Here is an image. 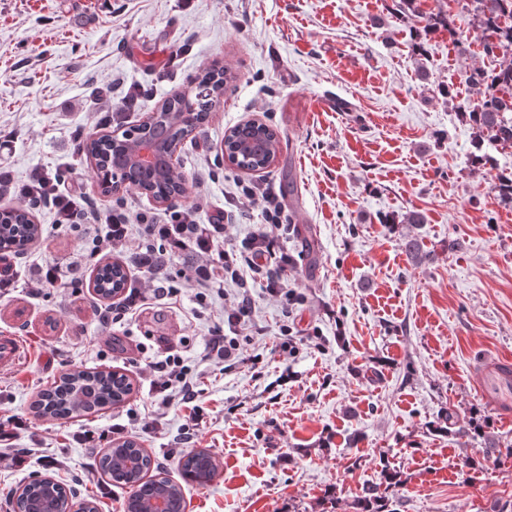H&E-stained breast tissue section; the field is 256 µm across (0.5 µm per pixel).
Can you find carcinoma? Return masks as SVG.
Listing matches in <instances>:
<instances>
[{"instance_id":"1","label":"carcinoma","mask_w":512,"mask_h":512,"mask_svg":"<svg viewBox=\"0 0 512 512\" xmlns=\"http://www.w3.org/2000/svg\"><path fill=\"white\" fill-rule=\"evenodd\" d=\"M465 9L481 30L483 52L499 59L492 69L474 66L469 80L480 94V100L461 111L472 125L474 151L468 163L477 169H494L493 158L483 151L484 142L512 147V0H467ZM396 10L421 19L427 32L448 31V36L466 54L467 48L456 26L447 15L425 14L420 0H398ZM237 79L226 67L205 66L199 69L195 81L198 96L187 104L181 92L171 91L157 111L158 126L153 137L158 162L151 168L138 169L125 178L127 159L137 151V138H121L112 143V136L79 139L75 151L93 165L88 167L91 180L104 193L125 192L144 195L168 209L178 208L185 199L187 177L184 171L167 164L166 158L181 151L183 144L201 133L202 119L224 96V85ZM224 158L240 171L256 172L269 168L280 152L279 131L263 122L238 124L224 132ZM491 190L504 206L512 207V171L495 173ZM42 234V225L35 221L28 205L18 204L0 208V254L25 253ZM402 247L414 266L426 263L429 252L415 235L403 238ZM98 295L112 298V291L131 287L129 263L120 259L106 261L95 269ZM129 377L114 370L72 369L61 374L44 388L36 391L31 403L35 417L70 420L98 414L125 402L132 394ZM150 455L135 440L112 444L99 456L97 467L103 480L128 490L124 512H185L183 484L206 487L213 480L217 465L206 449L196 450L180 459L178 483L168 477L149 474ZM392 476L389 470L381 473L377 482L369 484L357 499L360 512H394L389 508L387 492ZM96 499L73 501L64 485L51 476L33 478L16 491L13 512H85Z\"/></svg>"}]
</instances>
